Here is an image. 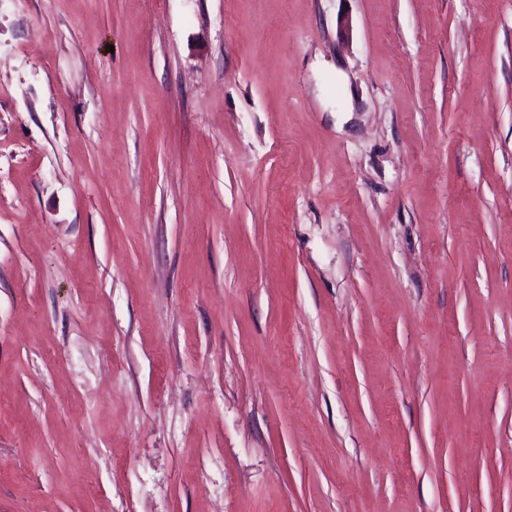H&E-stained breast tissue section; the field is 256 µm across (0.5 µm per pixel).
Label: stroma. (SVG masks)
Here are the masks:
<instances>
[{"instance_id":"1","label":"stroma","mask_w":512,"mask_h":512,"mask_svg":"<svg viewBox=\"0 0 512 512\" xmlns=\"http://www.w3.org/2000/svg\"><path fill=\"white\" fill-rule=\"evenodd\" d=\"M0 512H512V0H0Z\"/></svg>"}]
</instances>
